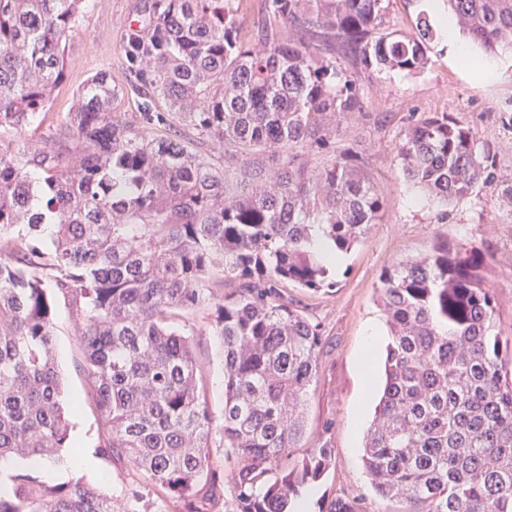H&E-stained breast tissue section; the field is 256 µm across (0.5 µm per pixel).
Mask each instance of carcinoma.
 Instances as JSON below:
<instances>
[{
	"instance_id": "carcinoma-1",
	"label": "carcinoma",
	"mask_w": 512,
	"mask_h": 512,
	"mask_svg": "<svg viewBox=\"0 0 512 512\" xmlns=\"http://www.w3.org/2000/svg\"><path fill=\"white\" fill-rule=\"evenodd\" d=\"M384 2L264 0L245 40L234 0H153L147 34L124 44L145 84L142 110L112 111L116 89L98 73L76 111L44 129L85 0H0V459L29 462L5 481L0 512H115L82 476L50 485L36 475L65 464L69 447L53 356L60 303L78 325L97 453L146 477L123 512H156L169 496L182 512H292L323 476L326 442L289 461L306 435L323 334L288 287H335L336 264L317 244L347 253L384 200L358 152H336L359 88L316 38L378 73L424 71L430 16L418 15L414 37L380 33ZM443 3L486 52H512V0ZM27 128L30 148L10 135ZM398 155L407 180L441 202L490 176L472 131L446 112L416 121ZM486 261L439 241L381 277L390 336L363 461L397 512H512V380ZM200 309L214 310L224 346L229 502L206 383L178 322ZM326 512L366 510L337 498Z\"/></svg>"
}]
</instances>
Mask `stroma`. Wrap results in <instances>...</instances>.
I'll use <instances>...</instances> for the list:
<instances>
[{"label":"stroma","mask_w":512,"mask_h":512,"mask_svg":"<svg viewBox=\"0 0 512 512\" xmlns=\"http://www.w3.org/2000/svg\"><path fill=\"white\" fill-rule=\"evenodd\" d=\"M150 0H87L79 21L66 42L65 78L52 94L50 122L62 120L76 108V91L92 75H110L118 94L116 112L138 111L142 88L127 67L123 44L131 24L147 20ZM431 0H385L380 32L415 35L420 12ZM431 63L418 75L373 73L344 60L358 81L363 108L342 127L337 145L359 144L362 163L384 197L377 224L336 268V285L325 293L289 289L305 313L321 327L325 346L307 404V433L293 459L308 448L328 441L332 463L313 483L312 512H324L340 496L363 497L367 512H394L395 502L380 498L370 486L362 461V437L371 413H360L364 381L359 360L370 331H377V363H384L388 329L380 307V279L393 264L427 254L435 240L488 256L484 271L495 298L496 332L512 344V210L504 190L512 184V56L492 57L494 81H484L481 67L458 61L445 36L431 45ZM445 112L467 126L476 138L480 155L492 173L472 195L445 204L413 187L401 170L397 149L416 120ZM194 330L193 349L207 381L212 416L211 446L214 462L230 471L223 440L224 354L211 328V318L199 312L189 316ZM54 354L63 378L62 400L71 408L73 435L89 446L99 439V421L92 387L84 374V354L70 309L58 305L54 318ZM85 479L107 494L123 497L142 488L143 475L127 461L98 459Z\"/></svg>","instance_id":"obj_1"}]
</instances>
